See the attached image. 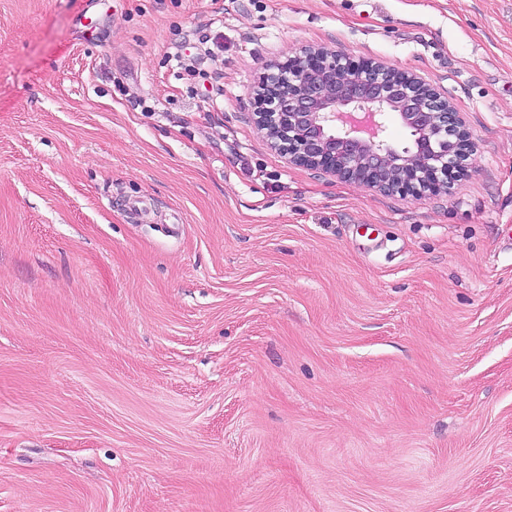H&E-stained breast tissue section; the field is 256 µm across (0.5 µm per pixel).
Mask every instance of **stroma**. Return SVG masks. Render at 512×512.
Masks as SVG:
<instances>
[{
	"mask_svg": "<svg viewBox=\"0 0 512 512\" xmlns=\"http://www.w3.org/2000/svg\"><path fill=\"white\" fill-rule=\"evenodd\" d=\"M304 46L447 98L467 173L271 150ZM0 512H512V0H0Z\"/></svg>",
	"mask_w": 512,
	"mask_h": 512,
	"instance_id": "obj_1",
	"label": "stroma"
}]
</instances>
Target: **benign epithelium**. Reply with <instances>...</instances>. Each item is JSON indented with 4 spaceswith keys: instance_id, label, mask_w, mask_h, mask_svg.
I'll list each match as a JSON object with an SVG mask.
<instances>
[{
    "instance_id": "benign-epithelium-1",
    "label": "benign epithelium",
    "mask_w": 512,
    "mask_h": 512,
    "mask_svg": "<svg viewBox=\"0 0 512 512\" xmlns=\"http://www.w3.org/2000/svg\"><path fill=\"white\" fill-rule=\"evenodd\" d=\"M253 107L271 149L341 179L422 198L467 172L472 145L459 113L396 66L305 46L263 68ZM388 114L409 131L407 145L385 138Z\"/></svg>"
}]
</instances>
